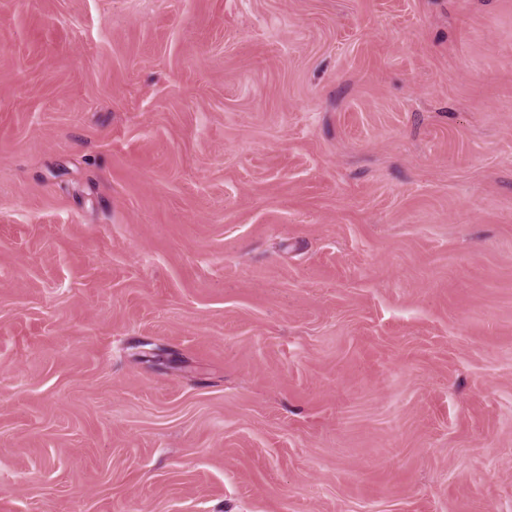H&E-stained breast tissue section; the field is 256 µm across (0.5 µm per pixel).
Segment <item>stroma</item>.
<instances>
[{
  "label": "stroma",
  "mask_w": 512,
  "mask_h": 512,
  "mask_svg": "<svg viewBox=\"0 0 512 512\" xmlns=\"http://www.w3.org/2000/svg\"><path fill=\"white\" fill-rule=\"evenodd\" d=\"M0 512H512V0H0Z\"/></svg>",
  "instance_id": "1"
}]
</instances>
